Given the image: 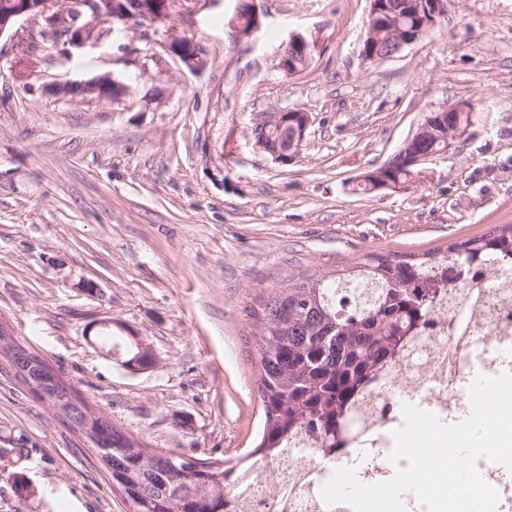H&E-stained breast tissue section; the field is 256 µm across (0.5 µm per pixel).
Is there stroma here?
Returning a JSON list of instances; mask_svg holds the SVG:
<instances>
[{
  "mask_svg": "<svg viewBox=\"0 0 512 512\" xmlns=\"http://www.w3.org/2000/svg\"><path fill=\"white\" fill-rule=\"evenodd\" d=\"M180 0L172 22L207 60L139 75L161 35L131 31L65 56L19 21L0 36V318L90 405L144 442L243 465L263 411L245 309L289 277L373 253L420 255L512 224V0H447L433 33L374 65L359 56L368 0ZM312 63L281 74L291 35ZM32 72H24L28 53ZM111 73L127 100L55 95ZM471 108L467 135L407 189L360 191L431 112ZM310 112L299 156L255 143L259 113ZM96 283L86 293L82 281ZM112 318L157 362L133 373L87 329ZM0 512H129L93 452L0 358ZM23 456H14V449ZM34 492L20 497L13 473ZM254 22V31L261 25V17L257 9L256 1L238 0L234 19L231 21L232 28L239 38H248L251 32L246 31V20Z\"/></svg>",
  "mask_w": 512,
  "mask_h": 512,
  "instance_id": "35a3bbf8",
  "label": "stroma"
}]
</instances>
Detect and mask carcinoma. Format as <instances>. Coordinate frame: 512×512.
<instances>
[{
  "instance_id": "obj_1",
  "label": "carcinoma",
  "mask_w": 512,
  "mask_h": 512,
  "mask_svg": "<svg viewBox=\"0 0 512 512\" xmlns=\"http://www.w3.org/2000/svg\"><path fill=\"white\" fill-rule=\"evenodd\" d=\"M512 265V224L455 242L446 252L370 255L335 277L289 279L249 307L264 411L260 461L307 436L339 453L336 427L357 430L359 390L383 370L419 358L414 340L434 327L444 290L471 278L495 279ZM185 486L173 481L161 451L138 439L112 449V486L138 489L137 512H236L233 488L245 469L207 462Z\"/></svg>"
}]
</instances>
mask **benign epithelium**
Here are the masks:
<instances>
[{"instance_id": "1", "label": "benign epithelium", "mask_w": 512, "mask_h": 512, "mask_svg": "<svg viewBox=\"0 0 512 512\" xmlns=\"http://www.w3.org/2000/svg\"><path fill=\"white\" fill-rule=\"evenodd\" d=\"M446 0H429L426 10H417L416 23L410 27L398 20L397 11L390 10L386 0H369L365 28L367 38L362 40L360 58L365 65H374L397 54L404 46L423 37L425 32L438 25L445 12ZM122 0H82L77 16L60 10L50 0H13V9L0 18V36L13 30L22 19L42 24L45 34L58 33L65 48L81 49L99 43L107 34L129 32L141 27L154 30L165 28L163 48L165 56L146 51L141 53L137 66L143 75L152 70L162 74L167 71V60L181 62L190 69L205 66L202 49L168 25L172 10L167 0H140L141 8L128 13L121 7ZM261 25V17L254 0H238L232 28L240 38H247L246 20ZM312 60V46L306 38L293 35L279 54V69L292 75L306 70ZM61 97L80 94L96 99H118L128 93V87L109 73L97 75L80 83L71 81L55 85ZM468 116L463 106H453L425 116L417 130L406 140L402 149L382 167L363 176V181L374 189L404 188L415 182L417 167L432 158L448 153L454 143L463 138L469 125L459 122L448 124V113ZM311 126V115L304 109L274 108L262 112L255 123L253 138L257 146L276 163L291 164L297 157ZM434 141L425 150L422 145ZM132 358L124 361L131 369H147L155 364L149 347L136 336L130 344ZM0 355L16 361L14 369L26 382L31 396L59 416L69 415L71 422L83 430H92L93 424L105 420V415L95 410L83 399L72 397L58 399L52 390L57 372L34 360L29 351L13 338L7 321L0 319ZM205 461L191 455L170 456L171 473L182 478H192L204 470Z\"/></svg>"}]
</instances>
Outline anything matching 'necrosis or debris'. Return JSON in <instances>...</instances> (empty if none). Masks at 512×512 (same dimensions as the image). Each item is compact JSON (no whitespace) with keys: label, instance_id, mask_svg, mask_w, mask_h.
<instances>
[{"label":"necrosis or debris","instance_id":"1","mask_svg":"<svg viewBox=\"0 0 512 512\" xmlns=\"http://www.w3.org/2000/svg\"><path fill=\"white\" fill-rule=\"evenodd\" d=\"M456 304L440 318L422 348L428 357L407 368L408 385L379 380L393 411L387 417L365 415V439L348 440L344 451L328 456L318 448H292L256 466L239 496L237 512H325L320 491L340 467H355L366 484L390 479L393 433L404 423L402 408L412 404L460 422L470 413L469 390L477 376L512 371V278L466 281L451 289Z\"/></svg>","mask_w":512,"mask_h":512}]
</instances>
